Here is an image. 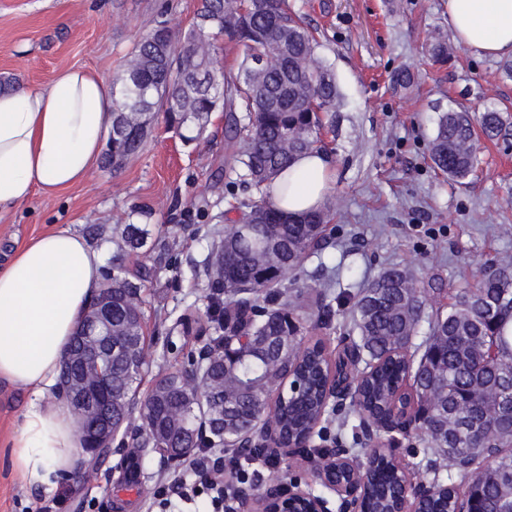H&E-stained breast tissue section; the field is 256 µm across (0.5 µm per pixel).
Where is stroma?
I'll return each instance as SVG.
<instances>
[{"mask_svg":"<svg viewBox=\"0 0 512 512\" xmlns=\"http://www.w3.org/2000/svg\"><path fill=\"white\" fill-rule=\"evenodd\" d=\"M320 34L318 57L337 90L336 122L328 155L334 180L329 202L336 217L321 251L310 254L297 286L331 283V328L305 321V333L336 348L353 333L350 292L391 266L441 278L445 287L473 282L481 261L512 256V78L501 62L455 46L448 62L430 57L434 36H448L447 0H288ZM198 0H0V78L16 86L46 85L59 69L85 66L112 79L134 44L160 24L187 29ZM401 69L412 85L396 86ZM506 106L508 131L480 145V163L467 183L438 172L430 152L439 113L455 106L480 113L489 103ZM223 113L209 115L203 135L185 142L157 115L142 151L124 167L98 166L80 186L61 196L0 211V265L32 236L68 226L106 234L150 210L145 247L126 251L130 275L141 278L149 370L144 385L173 371L159 339L180 336L182 320L211 294L207 266L214 240L238 220L254 194L240 178L226 148ZM223 180V194L211 185ZM185 335V334H184ZM27 400L25 390L0 383V512H217L210 495L172 498L159 505L158 486L182 478L201 485L197 468L163 466L151 457L153 478L143 490L126 487L111 454L80 485L49 492L25 487L11 467L8 439ZM354 416L328 412L323 445L335 444L365 459L368 448ZM300 480L314 493L324 488L298 456L249 468L248 488L264 491L272 476Z\"/></svg>","mask_w":512,"mask_h":512,"instance_id":"1","label":"stroma"}]
</instances>
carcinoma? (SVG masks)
Listing matches in <instances>:
<instances>
[{"mask_svg": "<svg viewBox=\"0 0 512 512\" xmlns=\"http://www.w3.org/2000/svg\"><path fill=\"white\" fill-rule=\"evenodd\" d=\"M226 33L242 49L236 71L217 59L214 35ZM313 29L288 0H200L195 24L186 30L159 25L128 53L112 79V135L107 162L122 167L142 149L154 114L164 112L171 127L202 131L209 114L226 112L225 140L257 197L245 204L239 227L214 244V266L222 269V295L206 296L203 316L212 330V365L200 377L190 351L182 367L156 377L133 417L146 359L140 287L123 276L119 259L103 267L101 288L112 289V330H134L131 358L112 360V420L115 431L145 429L153 443L181 457L184 449L223 447L249 434L267 401L266 387L291 376L303 385L297 398L276 408L281 429L309 434L323 411L327 363L318 350L301 353L302 317L284 288L304 259L322 248L332 203L317 212L285 217L267 197L275 175L297 156L322 148L320 133L331 127L336 86L329 70L305 73L301 62L317 59ZM275 58L274 69L259 70L260 58ZM507 107L486 106L478 117L450 108L440 113L432 142L435 167L464 183L475 170L478 136L498 138ZM147 230L127 224L120 236L104 239L120 253L143 245ZM447 302L426 311V293ZM317 292L312 315L324 327L334 313ZM352 318L358 333L357 362L368 377V409L392 412V392L411 381L417 431L434 456L448 460L446 477L434 472L441 492L424 512H448L458 488L476 487L477 512H512V258L494 256L480 266L474 282L449 291L424 282L408 267L382 271L355 296ZM425 336L418 337L421 326ZM248 337L241 346L231 343ZM423 348L421 354L408 353ZM228 465L248 478L245 465L264 456L262 448H235ZM399 478L377 467L368 487L371 512H389Z\"/></svg>", "mask_w": 512, "mask_h": 512, "instance_id": "obj_1", "label": "carcinoma"}]
</instances>
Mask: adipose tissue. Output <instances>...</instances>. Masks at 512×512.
Segmentation results:
<instances>
[{
  "mask_svg": "<svg viewBox=\"0 0 512 512\" xmlns=\"http://www.w3.org/2000/svg\"><path fill=\"white\" fill-rule=\"evenodd\" d=\"M448 29L481 55L512 58V0H447ZM112 87L82 67L43 87L0 94V206L55 197L97 168L112 126ZM333 181L328 157H299L270 185L288 213L321 208ZM104 255L70 228L31 238L0 266V380L27 390L11 439L12 467L28 487L50 490L81 457L77 423L53 401L64 352L98 294Z\"/></svg>",
  "mask_w": 512,
  "mask_h": 512,
  "instance_id": "1",
  "label": "adipose tissue"
}]
</instances>
